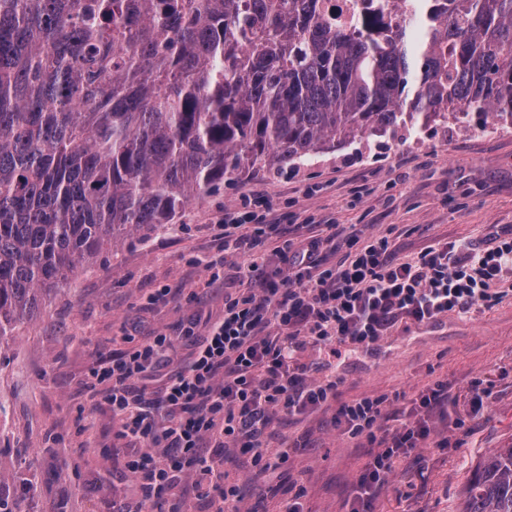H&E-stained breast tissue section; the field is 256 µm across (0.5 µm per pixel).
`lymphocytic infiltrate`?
<instances>
[{"instance_id":"obj_1","label":"lymphocytic infiltrate","mask_w":512,"mask_h":512,"mask_svg":"<svg viewBox=\"0 0 512 512\" xmlns=\"http://www.w3.org/2000/svg\"><path fill=\"white\" fill-rule=\"evenodd\" d=\"M220 225L217 251L203 261L213 274L238 257L242 275L254 277L272 254L288 274L226 293L222 319L204 336L187 324L180 336L158 333L91 370L118 422L116 439L130 447L126 467L140 497L126 512H145L179 484L208 499L212 512H240V487L223 469L225 447L240 449L262 469H278L291 450L268 448L260 424L272 412L299 413L337 395L338 380L314 378L303 352L334 356L342 345L372 351L396 325L492 307L512 275V237L490 248L440 242L400 261L387 233L352 234L343 258L332 262L324 253L327 239L288 237L256 191L225 210ZM181 336L195 340L189 361L171 369L157 397L137 389L136 381L168 363ZM450 399L447 383L436 381L406 406L381 394L338 407L337 429L362 438L365 448L350 512H375L398 459L428 444L448 447L432 418Z\"/></svg>"}]
</instances>
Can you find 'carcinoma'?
Wrapping results in <instances>:
<instances>
[{"mask_svg":"<svg viewBox=\"0 0 512 512\" xmlns=\"http://www.w3.org/2000/svg\"><path fill=\"white\" fill-rule=\"evenodd\" d=\"M0 0V343L78 265L255 168L474 112L512 129V0ZM460 512H512V448Z\"/></svg>","mask_w":512,"mask_h":512,"instance_id":"carcinoma-1","label":"carcinoma"}]
</instances>
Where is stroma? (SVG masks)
Wrapping results in <instances>:
<instances>
[{
  "label": "stroma",
  "mask_w": 512,
  "mask_h": 512,
  "mask_svg": "<svg viewBox=\"0 0 512 512\" xmlns=\"http://www.w3.org/2000/svg\"><path fill=\"white\" fill-rule=\"evenodd\" d=\"M478 117L432 123L413 132L373 136L295 169L243 174L194 201L164 230L128 237L78 267L46 294L34 316L0 348V476L31 480L36 491L22 512H118L136 500L127 451L115 447L116 422L102 387H87L90 369L158 332L177 333L196 320L224 314V293L240 287L238 258L212 279L200 260L214 251L227 208L250 190L269 199L276 217H312L315 235L331 228L390 231L404 258L437 242L494 246L512 234V129L482 134ZM164 303L148 304L157 289ZM318 379L340 380L338 396L303 414L278 413L263 436L269 447L297 442L280 472H260L236 448L224 470L239 480L242 512H349L364 462L359 439L339 433L340 403L363 396L414 395L447 381L454 404L434 420L452 449H421L420 463L403 459L377 501V512H460L466 484L486 455L512 446V287L490 309L448 313L438 320L396 326L376 352L345 346L339 357L307 350ZM492 395L473 413L471 382ZM465 419L457 427L456 419Z\"/></svg>",
  "instance_id": "1"
}]
</instances>
